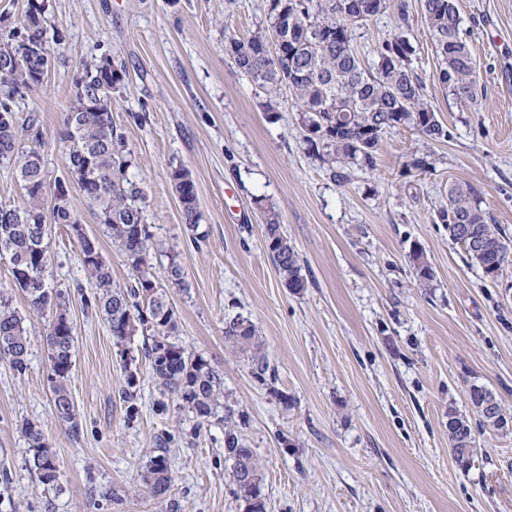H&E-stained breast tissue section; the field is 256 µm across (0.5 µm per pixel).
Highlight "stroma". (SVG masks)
Instances as JSON below:
<instances>
[{
	"label": "stroma",
	"instance_id": "obj_1",
	"mask_svg": "<svg viewBox=\"0 0 512 512\" xmlns=\"http://www.w3.org/2000/svg\"><path fill=\"white\" fill-rule=\"evenodd\" d=\"M405 32L448 140L401 128L385 134L375 170L330 178L308 151L287 88L267 92L225 51L229 35L266 25V0H49L63 51L42 88L19 106L37 112L47 182L65 175L57 140L76 64L112 54L128 74L112 120L144 180L156 265L176 256L188 290L171 289L175 339L224 380V402L261 466L266 512H512V429L477 432L460 466L449 452L448 412L468 415L470 385L491 389L512 415V266L485 278L452 242L436 211L452 185L471 186L512 240V0H457L479 77L476 102L434 81L439 66L417 0ZM396 12L363 22L366 61L397 27ZM427 157L426 170L411 169ZM185 165L197 187L193 242L170 182ZM68 203L98 241L121 287L133 273L75 183ZM275 207L307 279L285 288L264 241L258 201ZM48 281L68 291L75 336L69 383L79 438L53 415L46 322L28 317L27 368L0 359V512H243L224 462V424L194 444L191 413L160 391L145 358L136 421L126 419L125 372L106 322L87 311L92 287L71 231L51 225ZM423 248L434 277L421 287L409 261ZM250 319L276 380L224 339V321ZM39 426L60 464L57 483L30 469L23 422ZM172 482L163 498L141 476L161 431Z\"/></svg>",
	"mask_w": 512,
	"mask_h": 512
}]
</instances>
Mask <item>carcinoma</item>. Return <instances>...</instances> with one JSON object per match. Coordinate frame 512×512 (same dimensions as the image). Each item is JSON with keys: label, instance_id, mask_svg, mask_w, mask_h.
Listing matches in <instances>:
<instances>
[{"label": "carcinoma", "instance_id": "1", "mask_svg": "<svg viewBox=\"0 0 512 512\" xmlns=\"http://www.w3.org/2000/svg\"><path fill=\"white\" fill-rule=\"evenodd\" d=\"M268 26L245 38L230 36L226 47L237 68L260 87L273 92L288 87L294 97L304 142L322 153L328 165L341 164L331 171L345 182V168L372 169L384 133L411 128L440 142L449 131L438 119L427 98L426 85L414 66L415 48L401 31L408 16L405 0H267ZM48 0H26L24 12L11 29L0 32V165L14 167L27 196L24 208H3L0 204V257L11 265L14 287L21 290L30 312L46 320L49 351L48 381L53 393L54 414L68 434L80 436L75 406L68 382L73 367L74 335L68 317V299L46 281L51 256L45 237L48 225L65 224L79 244V257L92 278L93 295L84 297L86 308L107 322L113 344L121 348L126 378L122 399L126 418H138L139 377L133 350L128 343L137 334L144 337L142 352L148 360L161 398L154 403L158 416L167 414L169 399L193 414L190 436L224 409V461L237 498L245 512H266L261 492V475L252 449L248 448L235 418L234 409L222 405L224 381L200 355L188 352L171 340L177 320L167 289L158 283L150 253L152 232L143 206L141 180L131 171V152L125 138L112 121V109L102 106L112 101L126 75L124 64H116L109 53L91 62H80L72 75V94L61 114L58 140L65 149L67 178L74 180L94 208L97 222L104 225L135 272L134 284L118 288L112 284L110 267L96 240L83 232L77 216L67 204L65 181L54 187L46 183L41 146L44 133L34 112L24 121L17 117V104L35 94L43 85L53 55L62 49V35L52 29ZM440 61L437 80L459 103L477 99L478 84L466 33L461 29L456 0H419ZM397 12L399 31L382 41L376 61L370 65L354 44L355 29L362 22ZM170 181L181 207L184 224L197 242L200 231L196 184L182 165L171 169ZM53 204H47L48 197ZM266 247L286 288L298 293L306 288L299 254L281 231L279 214L262 201ZM439 223L446 225L448 237L461 245L483 275L495 279L512 263V246L500 229L488 222L475 190L454 185L448 191V205L437 210ZM416 279L424 286L433 279L432 267L424 253L410 254ZM168 284L188 288L183 267L171 259L166 268ZM25 317L11 306L9 296L0 293V358L21 372L26 369L28 334ZM224 337L247 349L254 346L256 328L239 315L224 324ZM255 377L276 379L275 371L260 356L252 357ZM469 400L484 427L499 429L483 405L497 400L484 387L469 388ZM448 440L454 460L470 463L476 451L472 422L448 411ZM28 444L29 464L44 484L57 481L58 461L43 431L35 424H22ZM170 434L156 437L158 454L142 475V483L159 497L167 493L171 474L164 450Z\"/></svg>", "mask_w": 512, "mask_h": 512}]
</instances>
